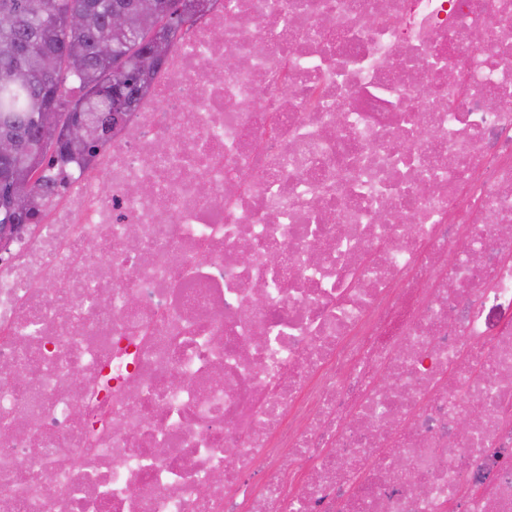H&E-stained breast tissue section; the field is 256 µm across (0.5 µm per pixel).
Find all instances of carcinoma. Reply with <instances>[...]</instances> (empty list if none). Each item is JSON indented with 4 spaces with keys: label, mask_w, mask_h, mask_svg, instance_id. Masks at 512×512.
Wrapping results in <instances>:
<instances>
[{
    "label": "carcinoma",
    "mask_w": 512,
    "mask_h": 512,
    "mask_svg": "<svg viewBox=\"0 0 512 512\" xmlns=\"http://www.w3.org/2000/svg\"><path fill=\"white\" fill-rule=\"evenodd\" d=\"M130 15L131 27L112 28V12ZM84 23L72 27L71 13ZM191 0H0V137L8 135L24 151L0 167L13 180L0 184V195L30 201L46 192L44 172L55 160L94 156L93 140L68 139V121L79 113H112L99 90L121 81L127 111L160 63L159 44L192 25ZM72 94L71 108L64 96Z\"/></svg>",
    "instance_id": "cac0c4a2"
}]
</instances>
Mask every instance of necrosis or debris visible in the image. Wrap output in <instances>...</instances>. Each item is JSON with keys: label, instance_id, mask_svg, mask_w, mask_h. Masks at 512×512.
Returning <instances> with one entry per match:
<instances>
[{"label": "necrosis or debris", "instance_id": "necrosis-or-debris-1", "mask_svg": "<svg viewBox=\"0 0 512 512\" xmlns=\"http://www.w3.org/2000/svg\"><path fill=\"white\" fill-rule=\"evenodd\" d=\"M48 174L0 249V512H512V0H210Z\"/></svg>", "mask_w": 512, "mask_h": 512}]
</instances>
